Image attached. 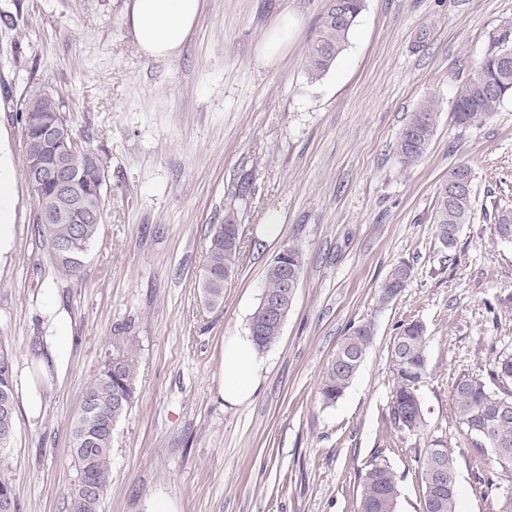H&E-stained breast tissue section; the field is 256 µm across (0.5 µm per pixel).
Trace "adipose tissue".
I'll return each instance as SVG.
<instances>
[{"label":"adipose tissue","mask_w":512,"mask_h":512,"mask_svg":"<svg viewBox=\"0 0 512 512\" xmlns=\"http://www.w3.org/2000/svg\"><path fill=\"white\" fill-rule=\"evenodd\" d=\"M203 0H132L129 21L141 52L149 58L175 57L201 12ZM263 361L250 336L236 337L224 348L221 394L238 404L256 391Z\"/></svg>","instance_id":"adipose-tissue-1"}]
</instances>
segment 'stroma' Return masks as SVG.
<instances>
[{
  "instance_id": "stroma-1",
  "label": "stroma",
  "mask_w": 512,
  "mask_h": 512,
  "mask_svg": "<svg viewBox=\"0 0 512 512\" xmlns=\"http://www.w3.org/2000/svg\"><path fill=\"white\" fill-rule=\"evenodd\" d=\"M130 0H0V97L31 86L63 97L85 146L107 166V218L78 277L61 276L34 232L21 127L0 110V154L14 181L0 251V348L17 371L16 430L0 457L20 512H67L76 479L70 426L122 333L134 336L136 397L112 434L103 512H354L360 476L386 460L398 512H421L417 460L431 440L457 455L459 512H499L512 472L479 485L481 448L452 389L512 351V99L478 126L453 118L512 0H364L343 53L309 80L324 0H204L177 57L143 55ZM288 44L264 45L280 20ZM440 112L426 155L403 166L393 144L425 99ZM473 175L474 210L455 251L432 224L436 188ZM242 232V259L208 307L201 294L211 225ZM304 254L281 335L256 393L220 394L224 346L248 331L265 269L283 247ZM413 275L388 304L390 269ZM373 343L332 407L317 387L350 327ZM429 336L420 387L427 427L394 430L390 349L401 324ZM70 336L56 353L52 338Z\"/></svg>"
}]
</instances>
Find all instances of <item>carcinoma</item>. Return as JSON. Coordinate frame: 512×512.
Returning <instances> with one entry per match:
<instances>
[{
    "label": "carcinoma",
    "instance_id": "obj_1",
    "mask_svg": "<svg viewBox=\"0 0 512 512\" xmlns=\"http://www.w3.org/2000/svg\"><path fill=\"white\" fill-rule=\"evenodd\" d=\"M364 7V0H325L321 24L306 56V74L315 81L321 78L344 50L348 35ZM512 53V24L506 25L496 38L476 72L456 92L454 118L458 125H479L504 100L512 98V64L501 66V55ZM44 99L27 89L19 100L9 96L0 100V109L16 113L25 139L41 133L40 122L57 116L43 111ZM439 112L431 99L420 104L402 127L395 150L401 163L408 167L426 154L435 135ZM77 183L72 194H62L49 183L44 198L56 209L77 217L94 211L82 224H44L36 222L35 232L49 251L56 270L65 277H76L84 267L91 246L105 222L104 183L98 171L83 166L77 157L66 160ZM473 193L460 191L448 196V181L439 183L433 218L438 243L453 251L463 225L470 223ZM500 240L512 242V210H501L495 217ZM241 225L214 224L204 260L203 296L207 304L218 306L224 300V272L238 267L242 250ZM304 255L290 245L276 254L266 268L264 292L280 296L281 318L290 311L295 293L282 287L280 271L288 268L302 274ZM412 277L405 262L394 265L382 287L380 302L394 298L390 290L402 291ZM249 332L258 352L268 350L280 331L269 322L265 301H260L249 322ZM374 336L373 324L362 322L343 337L320 380L319 402L334 405L349 387L359 370ZM390 362L395 377L391 395L390 417L394 428L417 434L426 427L419 386L427 375V337L419 322L403 325L393 341ZM17 373L12 356L0 350V403L4 391L16 402ZM132 359L129 351L114 347L97 377L88 386L82 405L72 422V460L76 470H84L95 489L85 488L75 480L67 491L68 512H101V504L112 482V431L132 407ZM452 400L456 416L467 434L492 449L494 462L512 471V352L496 355L485 377L463 375L453 385ZM417 478L422 491V512H457V468L454 451L440 440L431 442L417 460ZM398 479L384 460L371 461L361 476L357 512H397Z\"/></svg>",
    "mask_w": 512,
    "mask_h": 512
}]
</instances>
